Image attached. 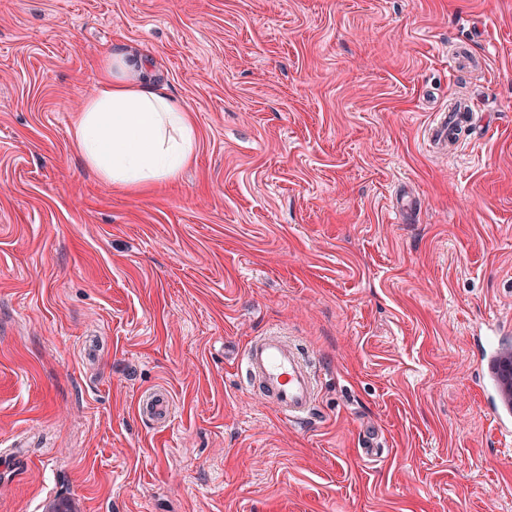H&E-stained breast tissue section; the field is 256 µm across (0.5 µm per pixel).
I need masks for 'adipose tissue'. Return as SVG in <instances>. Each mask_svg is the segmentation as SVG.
Here are the masks:
<instances>
[{"label":"adipose tissue","mask_w":512,"mask_h":512,"mask_svg":"<svg viewBox=\"0 0 512 512\" xmlns=\"http://www.w3.org/2000/svg\"><path fill=\"white\" fill-rule=\"evenodd\" d=\"M71 136L102 180L129 190L175 180L195 153L189 113L156 86L143 60L119 47L81 105Z\"/></svg>","instance_id":"adipose-tissue-1"}]
</instances>
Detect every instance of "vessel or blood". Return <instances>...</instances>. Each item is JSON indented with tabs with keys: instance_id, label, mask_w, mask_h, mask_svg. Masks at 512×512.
<instances>
[{
	"instance_id": "vessel-or-blood-1",
	"label": "vessel or blood",
	"mask_w": 512,
	"mask_h": 512,
	"mask_svg": "<svg viewBox=\"0 0 512 512\" xmlns=\"http://www.w3.org/2000/svg\"><path fill=\"white\" fill-rule=\"evenodd\" d=\"M475 114L471 103L455 102L448 111L436 113L428 129V140L440 150L455 151L456 130L473 125ZM240 367L252 388L272 404L285 421L304 423L315 409L317 381L310 362L287 337L269 332L253 337L245 346ZM139 412L152 422H166L171 415L168 396L160 391L146 395Z\"/></svg>"
}]
</instances>
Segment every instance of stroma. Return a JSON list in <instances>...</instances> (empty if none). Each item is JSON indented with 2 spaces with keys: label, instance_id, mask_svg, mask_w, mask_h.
Returning <instances> with one entry per match:
<instances>
[{
  "label": "stroma",
  "instance_id": "stroma-1",
  "mask_svg": "<svg viewBox=\"0 0 512 512\" xmlns=\"http://www.w3.org/2000/svg\"><path fill=\"white\" fill-rule=\"evenodd\" d=\"M117 44L196 132L135 192L71 140ZM272 329L316 368L307 423L241 377ZM506 347L512 0H0V512H512ZM453 105L448 111L437 112L428 129V141L442 151H455L458 147V140L454 137L456 130L467 129L474 124L475 113L471 103L458 101ZM139 412L148 421L165 423L171 415L170 400L162 391L150 393L141 400Z\"/></svg>",
  "mask_w": 512,
  "mask_h": 512
}]
</instances>
